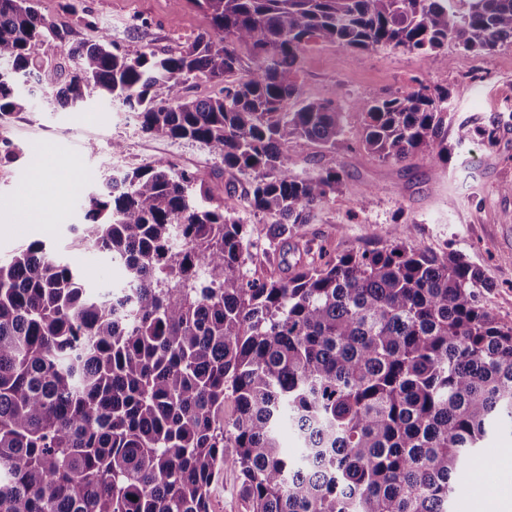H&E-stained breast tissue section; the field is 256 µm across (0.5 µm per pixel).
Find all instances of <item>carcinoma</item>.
<instances>
[{"label":"carcinoma","mask_w":512,"mask_h":512,"mask_svg":"<svg viewBox=\"0 0 512 512\" xmlns=\"http://www.w3.org/2000/svg\"><path fill=\"white\" fill-rule=\"evenodd\" d=\"M191 3L209 30L132 56L71 40L36 0H0V120L26 108L19 79L74 110L93 93L119 101L143 132L250 172L247 206L269 222L268 249L250 250L205 175L156 160L88 194L80 244L120 263L124 287L88 294L77 263L39 241L0 259V512H209L226 465L247 512H448L467 460L512 423V324L482 305L483 271L398 233L340 254L308 245L311 262L275 254L344 186L336 170L294 172L297 147L345 144L340 105L304 97L306 51L490 52L512 41V0ZM49 38L53 60L38 52ZM198 75L223 95H185ZM354 106L355 145L379 160L451 158L448 90ZM496 132L462 125L458 143Z\"/></svg>","instance_id":"cac0c4a2"}]
</instances>
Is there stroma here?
Here are the masks:
<instances>
[{
    "label": "stroma",
    "mask_w": 512,
    "mask_h": 512,
    "mask_svg": "<svg viewBox=\"0 0 512 512\" xmlns=\"http://www.w3.org/2000/svg\"><path fill=\"white\" fill-rule=\"evenodd\" d=\"M38 9L47 22L73 29L77 41L95 43L106 35L129 54L176 49L210 27L209 17L190 0H38ZM85 13L91 15L92 25L77 24V17ZM300 80L311 99H340L350 135L359 125L352 105L359 95L397 94L418 80L448 89V110L454 115L448 139L456 149L440 169L427 155L396 164L360 150L327 151L309 145L297 151V173L336 169L344 176V188L310 211L289 247L314 241L342 252L389 239L398 231L431 250L460 252L490 283L482 295L484 306L498 320L512 323V194L503 190L512 183V123L507 120L512 114V44H499L481 55L452 46L443 63L390 48L352 52L335 44L317 45L304 56ZM498 115L504 121L493 145L457 144L459 124L481 125ZM116 140L124 145L122 153L112 151ZM44 148L65 164L54 171L48 187L51 219L38 224L4 209L3 203L31 180ZM1 149L17 151L20 158L0 170V257L31 242H45L58 253L75 257L82 283L93 291L122 287L125 271L119 263L80 246L87 198L73 195L76 180L89 189L106 175L157 159L177 173L203 172L214 201L246 224L254 248L266 242L265 218L244 204L249 174L225 173L220 160L201 143L143 133L133 112L121 103L93 97L75 112L41 94L31 95L25 111L0 121ZM483 446L494 464L481 474L468 468L475 485L457 488L455 512H475L487 489L512 495V424H502ZM239 486L238 471L224 467L211 487L210 512H246Z\"/></svg>",
    "instance_id": "35a3bbf8"
}]
</instances>
